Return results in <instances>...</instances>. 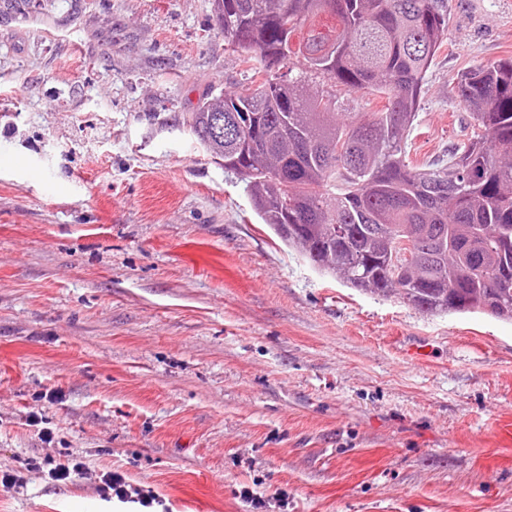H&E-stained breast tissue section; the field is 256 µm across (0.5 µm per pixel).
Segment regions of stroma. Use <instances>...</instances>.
Returning a JSON list of instances; mask_svg holds the SVG:
<instances>
[{"instance_id":"stroma-1","label":"stroma","mask_w":512,"mask_h":512,"mask_svg":"<svg viewBox=\"0 0 512 512\" xmlns=\"http://www.w3.org/2000/svg\"><path fill=\"white\" fill-rule=\"evenodd\" d=\"M511 57L512 0H448L412 168L470 137L461 74ZM253 88L209 0H0V470L23 477L0 512H136L26 471L61 451L155 512H512V321L423 313L281 243L187 125ZM420 336L431 357H404Z\"/></svg>"}]
</instances>
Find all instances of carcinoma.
I'll use <instances>...</instances> for the list:
<instances>
[{
    "label": "carcinoma",
    "mask_w": 512,
    "mask_h": 512,
    "mask_svg": "<svg viewBox=\"0 0 512 512\" xmlns=\"http://www.w3.org/2000/svg\"><path fill=\"white\" fill-rule=\"evenodd\" d=\"M212 9L255 88L208 96L189 126L243 176L262 223L352 288L397 294L431 315L512 321V58L460 76L477 131L448 164L417 171L406 145L448 0H212ZM310 80L379 93L386 111L346 122L333 92H297Z\"/></svg>",
    "instance_id": "obj_1"
}]
</instances>
